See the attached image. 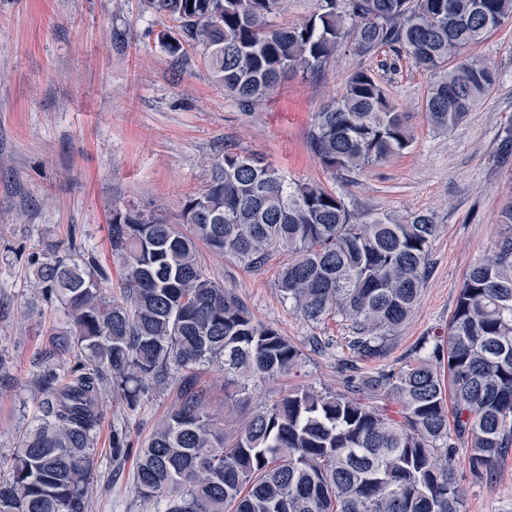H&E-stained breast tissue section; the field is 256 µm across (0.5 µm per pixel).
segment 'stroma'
Wrapping results in <instances>:
<instances>
[{
	"label": "stroma",
	"mask_w": 512,
	"mask_h": 512,
	"mask_svg": "<svg viewBox=\"0 0 512 512\" xmlns=\"http://www.w3.org/2000/svg\"><path fill=\"white\" fill-rule=\"evenodd\" d=\"M171 25L149 0H0V480L10 475L19 437L36 422L44 367L64 371L75 363L73 354H49V340L68 316L34 287L35 259L50 244L62 256L89 254L119 287L107 230L113 206L182 224L185 201L207 186L210 162L224 150L255 155L289 181L321 184L351 211L424 213L440 226L418 305L377 361L347 348L350 330L341 317L314 324L295 312L276 286L284 254L272 252L254 268L200 247L208 276L302 352L291 375L250 383L253 402L296 386L341 393L342 363L369 373L422 355L447 333L467 271L497 247L500 211L512 199V162L496 157L499 134L512 122V20L472 50L495 69L494 91L445 133L423 111L433 78L408 57L385 49L361 61L341 48L322 75L282 79L246 107L225 96L196 50L180 59L168 54L158 35ZM360 65L406 112L414 142L402 155L335 176L309 150L307 132L314 113L341 96ZM177 389L174 379L148 389L134 411L105 390L88 512H157L156 502L135 491L137 450ZM122 428L130 447L116 454L112 433ZM455 474L463 512H512V453L481 483L458 446Z\"/></svg>",
	"instance_id": "35a3bbf8"
}]
</instances>
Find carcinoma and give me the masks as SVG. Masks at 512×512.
<instances>
[{"label":"carcinoma","instance_id":"carcinoma-1","mask_svg":"<svg viewBox=\"0 0 512 512\" xmlns=\"http://www.w3.org/2000/svg\"><path fill=\"white\" fill-rule=\"evenodd\" d=\"M284 0H151L174 22L159 39L172 56L198 52L224 93L245 106L281 78L320 75L344 46L367 59L388 48L432 73L424 112L446 132L495 89L497 73L469 50L512 18V0H317L304 22L271 21ZM405 113L370 69L314 114L308 145L330 173H356L409 150ZM188 232L151 212L113 207L108 235L124 271L108 295L94 258L37 262V287L67 309L71 328L52 352L74 353L66 374L47 367L37 423L0 480V512H87L92 445L104 381L134 411L151 385L181 374L176 405L139 449L137 493L163 512H462L454 470L458 439L488 478L512 450V202L500 212L497 251L473 266L459 291L446 342L412 363L350 374L347 393L291 388L249 411L248 383L294 371L301 350L258 323L234 292L210 279L198 244L258 266L271 251L288 262L277 288L312 323L350 322L362 360L387 342L425 284L432 217L360 215L335 192L294 184L278 169L229 149L210 164L206 188L183 206ZM224 371L231 427L209 407L195 373ZM382 392L395 420L356 397Z\"/></svg>","mask_w":512,"mask_h":512}]
</instances>
